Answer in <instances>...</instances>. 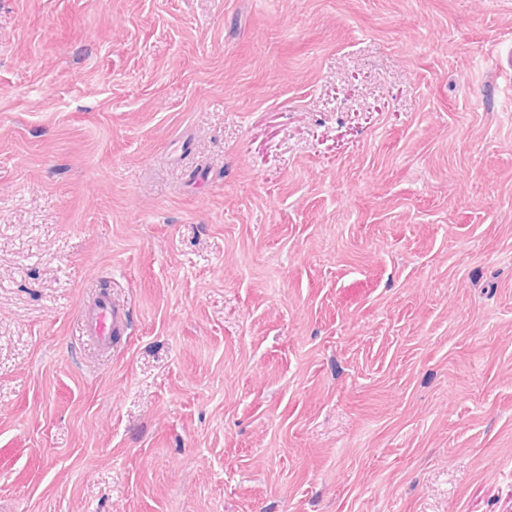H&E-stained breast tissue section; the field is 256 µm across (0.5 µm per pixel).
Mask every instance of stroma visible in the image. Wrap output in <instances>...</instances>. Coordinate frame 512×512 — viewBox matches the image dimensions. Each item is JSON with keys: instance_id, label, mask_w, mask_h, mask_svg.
<instances>
[{"instance_id": "stroma-1", "label": "stroma", "mask_w": 512, "mask_h": 512, "mask_svg": "<svg viewBox=\"0 0 512 512\" xmlns=\"http://www.w3.org/2000/svg\"><path fill=\"white\" fill-rule=\"evenodd\" d=\"M511 52L512 0H0V512H512ZM128 324L127 309L109 296L101 295L86 307L81 319L82 334L108 349L114 336H120Z\"/></svg>"}]
</instances>
